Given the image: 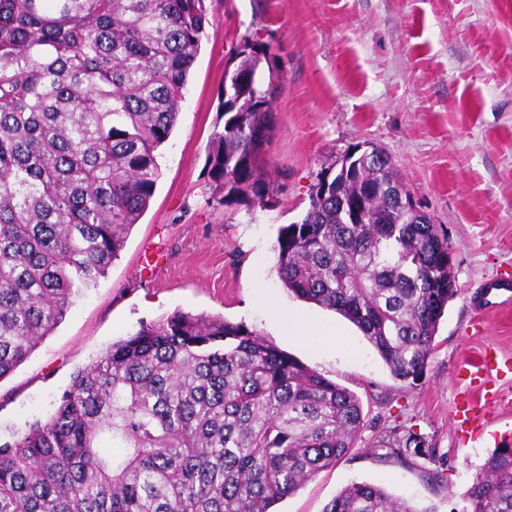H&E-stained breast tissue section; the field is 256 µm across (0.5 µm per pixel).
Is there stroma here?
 <instances>
[{
    "label": "stroma",
    "instance_id": "35a3bbf8",
    "mask_svg": "<svg viewBox=\"0 0 512 512\" xmlns=\"http://www.w3.org/2000/svg\"><path fill=\"white\" fill-rule=\"evenodd\" d=\"M208 22L182 110L159 148L147 211L97 286L77 296L30 357L0 379V444L50 415L75 372L139 325L182 310L254 330L360 400L364 427L350 452L275 506L323 512L351 482H369L422 512H461L476 473L512 438V381L491 380L496 404L473 432L453 414L459 366L491 347L512 357V306L489 295L512 276V0H205ZM285 62L267 148L282 187L267 209L218 205L206 167L220 125L224 71L245 38ZM383 148L414 202L448 238L457 292L425 374L409 387L358 329L295 298L276 270L280 228L304 215L318 177L355 146ZM336 327L332 342L288 335V316ZM389 432L423 441L401 464ZM439 473L429 482L426 472Z\"/></svg>",
    "mask_w": 512,
    "mask_h": 512
}]
</instances>
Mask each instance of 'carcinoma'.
<instances>
[{
	"mask_svg": "<svg viewBox=\"0 0 512 512\" xmlns=\"http://www.w3.org/2000/svg\"><path fill=\"white\" fill-rule=\"evenodd\" d=\"M206 22L204 0H0V379L105 277L148 209ZM274 55L262 43L224 77L206 160L222 205L277 202L264 160L283 88ZM334 169L281 227L278 277L414 386L456 293L448 238L399 205L379 147ZM362 428L348 389L242 323L176 311L113 342L46 421L0 445V512H271ZM380 449L426 455L414 437ZM323 512L421 510L353 483ZM462 512H512V443L486 458Z\"/></svg>",
	"mask_w": 512,
	"mask_h": 512,
	"instance_id": "obj_1",
	"label": "carcinoma"
}]
</instances>
